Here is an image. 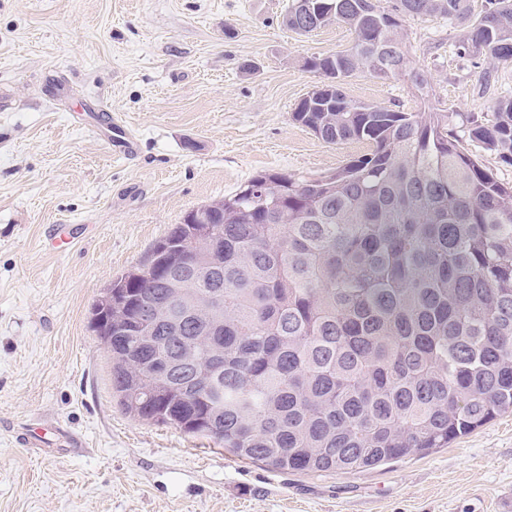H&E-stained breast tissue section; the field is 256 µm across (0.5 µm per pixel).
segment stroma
I'll return each mask as SVG.
<instances>
[{
	"label": "stroma",
	"mask_w": 512,
	"mask_h": 512,
	"mask_svg": "<svg viewBox=\"0 0 512 512\" xmlns=\"http://www.w3.org/2000/svg\"><path fill=\"white\" fill-rule=\"evenodd\" d=\"M288 3L0 0V512H512V411L425 456L306 474L132 417L112 387L91 327L112 280L258 172L327 173L369 150L293 120L321 81L305 58L353 34L298 35ZM408 33L448 111L512 97V65L460 54L462 26L428 16ZM344 91L418 105L398 78L358 75ZM102 107L137 136L134 158L86 130ZM55 426L82 450L16 439Z\"/></svg>",
	"instance_id": "1"
}]
</instances>
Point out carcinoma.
I'll return each instance as SVG.
<instances>
[{"label":"carcinoma","mask_w":512,"mask_h":512,"mask_svg":"<svg viewBox=\"0 0 512 512\" xmlns=\"http://www.w3.org/2000/svg\"><path fill=\"white\" fill-rule=\"evenodd\" d=\"M466 25L462 49L512 63V0H291L283 24L354 34L305 60L335 105L294 121L370 152L318 176L261 172L112 282V384L125 410L282 471L352 473L425 455L512 411V98L479 117L433 102L405 21ZM401 77L410 112L357 103L347 78ZM218 250L193 245L203 227ZM165 312L177 323L159 317ZM464 147L469 154L475 156L483 168L490 171L494 177L506 185H512V162H505L496 154L483 150L479 144L466 141Z\"/></svg>","instance_id":"cac0c4a2"}]
</instances>
